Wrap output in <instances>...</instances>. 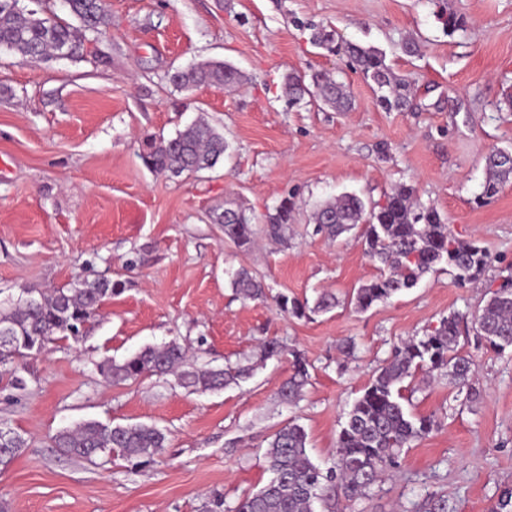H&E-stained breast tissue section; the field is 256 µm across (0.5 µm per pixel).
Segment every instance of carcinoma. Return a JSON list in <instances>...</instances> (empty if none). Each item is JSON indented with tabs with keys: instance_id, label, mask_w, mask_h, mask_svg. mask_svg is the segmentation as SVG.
<instances>
[{
	"instance_id": "1",
	"label": "carcinoma",
	"mask_w": 512,
	"mask_h": 512,
	"mask_svg": "<svg viewBox=\"0 0 512 512\" xmlns=\"http://www.w3.org/2000/svg\"><path fill=\"white\" fill-rule=\"evenodd\" d=\"M79 26L47 16L36 10L18 9L11 0H0V48L14 50L32 62L49 59L80 60L85 56V33L100 34L108 26L102 0H65ZM312 41L336 53H343L352 66L373 81L380 105L387 111L401 110L408 103L407 84L397 78L374 47L357 43H335L322 28L312 33ZM241 74L223 61H203L176 71L171 82L180 89L202 86L222 88ZM284 91L297 103L309 100L328 105L338 112L351 105L347 85L317 71L310 81L290 73ZM228 149L224 133L204 119L178 131L170 139L149 140L140 154L153 172L180 176L211 170ZM501 149L485 158L486 175L474 202L481 205L496 197L512 183V164L500 161ZM314 232L335 238L361 227L365 253L374 262L377 274L362 284L352 301L367 310L415 287L426 273L446 264L458 284L474 283L491 263L488 250L473 241L456 237L436 207L418 200L414 189L400 185L383 204L365 201L354 193H344L316 206L312 216ZM295 221L294 203L283 199L276 214L265 224L266 234L280 240ZM224 239L247 250L254 241L253 217L242 209L226 208L216 214ZM231 287L246 299L264 295L262 282L241 267L230 273ZM117 284L107 278L80 280L69 288L44 293L27 288L17 301L0 306V333L7 332L12 348L0 349V367L13 365L30 352H39L57 336H75ZM279 309L296 318L325 313L336 306L328 293L317 296L313 305L282 295ZM463 317L457 313L441 319L439 326L421 337H413L394 348L387 363L355 398L337 440L336 461L322 468L307 451V433L291 421L275 431L268 441L267 458L273 477L259 491L227 505L213 501L221 512H315L319 503L326 512H345L340 500L351 503L366 493L382 474L398 465L404 449L434 428L430 415L418 418L403 404L402 388L417 372L448 371L459 388L470 386L475 371L472 360L457 350ZM476 336L491 348L503 352L512 348V282H505L492 293L475 318ZM185 350L171 341L163 346H146L123 362L108 361L102 373L114 382L136 380L146 375H166L181 370L180 384L193 391H220L249 379L254 365L183 369ZM308 363L292 353L288 378L282 384L281 403L292 406L301 398L309 382ZM55 447L67 454L93 460L99 454L119 451L129 459L149 461L167 447L166 433L154 425H109L85 421L64 429L53 437ZM27 446L14 429L0 426V467L6 469Z\"/></svg>"
}]
</instances>
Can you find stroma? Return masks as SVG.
Masks as SVG:
<instances>
[{
	"label": "stroma",
	"instance_id": "obj_1",
	"mask_svg": "<svg viewBox=\"0 0 512 512\" xmlns=\"http://www.w3.org/2000/svg\"><path fill=\"white\" fill-rule=\"evenodd\" d=\"M109 29L89 36L84 60L32 63L0 51V301L31 287L50 291L108 277L120 288L79 338L59 337L21 361L22 390L0 380V423L27 441L0 471L10 512H205L234 504L271 477L270 436L288 420L308 434L315 463L331 466L353 400L393 348L443 317L464 315L458 349L475 364L471 389L447 374L417 375L403 390L432 432L406 449L352 512H419L445 497L448 512H491L512 488V349L477 341L475 314L512 278V184L483 205L475 196L494 149L512 150V0H104ZM457 13L463 30L447 33ZM320 27L377 48L411 87L403 111H385L347 57L311 39ZM419 50L404 51L408 41ZM206 59L243 74L227 91L177 89L171 74ZM326 71L345 82L353 107L339 112L282 93L287 74ZM221 129L229 154L214 170L172 178L150 172L146 137L171 138L197 119ZM401 184L434 205L458 238L492 263L477 285L449 272L360 311L355 289L376 275L359 230L336 239L309 222L318 201L354 192L384 202ZM293 197L284 242L264 225ZM256 219L254 244L226 242L215 210ZM247 268L267 296L246 299L227 274ZM337 305L308 318L281 313L276 295ZM286 354L219 392L191 393L177 378L118 384L100 371L148 345L178 341L190 364L254 361L260 342ZM354 344L343 354L341 342ZM310 379L302 399L281 404L289 351ZM86 420L153 424L165 450L145 464L119 453L87 462L53 447Z\"/></svg>",
	"mask_w": 512,
	"mask_h": 512
}]
</instances>
